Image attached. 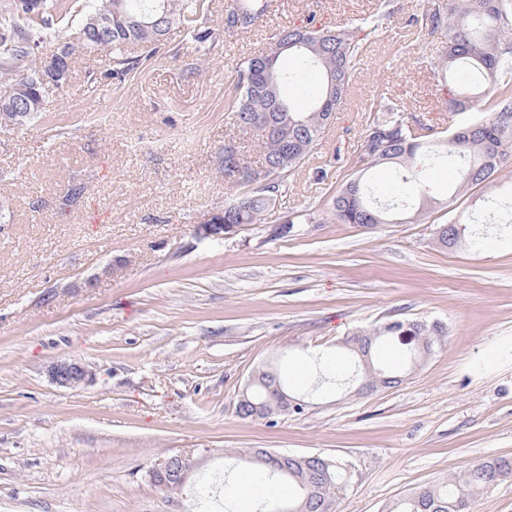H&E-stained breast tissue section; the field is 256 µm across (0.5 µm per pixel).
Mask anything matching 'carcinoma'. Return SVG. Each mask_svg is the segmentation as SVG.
Masks as SVG:
<instances>
[{
  "label": "carcinoma",
  "instance_id": "1",
  "mask_svg": "<svg viewBox=\"0 0 512 512\" xmlns=\"http://www.w3.org/2000/svg\"><path fill=\"white\" fill-rule=\"evenodd\" d=\"M74 8L68 0H0V95L21 89L31 106L25 122L41 112L46 99L38 79L40 62L30 43L39 34L60 33L54 19H64ZM268 8L269 0H236L226 16L238 18V23L224 29L245 33ZM81 12L82 24L94 18L105 32L101 49L111 51L115 75H126L153 58L175 26L193 36L199 52L212 37L205 28L209 0H87ZM390 18L391 12L384 10L358 24L284 27L273 36L266 53L236 63L224 110L240 130L261 132L263 163L254 168L239 141L224 140V184L239 190L235 199L224 203V223H262L281 187L310 159L348 96L370 37ZM421 28L447 37L433 67L450 86V111L470 112L480 104L483 116L446 134L432 125L411 124L399 105L379 97L371 107L373 118L361 132L358 169L342 183L328 207V216L339 224L423 223L440 205L420 192L423 174L455 161L459 164L455 192L463 194L472 186L493 182L512 157V0H447L422 15ZM130 44L142 54L126 55L124 48ZM284 54L298 56L304 66L322 75L319 96L304 110L288 99L287 88L295 76L280 68ZM380 165L392 169L395 185L392 203L385 207L379 204L381 189L368 177ZM485 207L490 223L503 229L512 226V202L490 197ZM464 237L465 231L454 223L441 224L434 232L435 242L445 248ZM443 336L444 327L438 322L404 319H389L356 333L344 340V348L357 362L350 378L358 384L376 386L383 378L398 384L422 367ZM395 343L400 345L401 360H380V351ZM313 364L314 391L337 384L327 372L329 359L318 355ZM289 398L278 369L265 365L246 384L236 413L262 419L255 408H268L275 417L304 412L303 404L295 411L281 408L278 401ZM234 456L261 468L269 482L288 484V499L266 498L256 512H333L349 487L351 475L339 459L318 455L303 462L297 455L263 448L236 451ZM508 475H512L511 457L490 458L395 498L386 512H475L478 496Z\"/></svg>",
  "mask_w": 512,
  "mask_h": 512
}]
</instances>
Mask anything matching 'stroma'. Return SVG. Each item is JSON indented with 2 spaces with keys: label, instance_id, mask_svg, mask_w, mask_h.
<instances>
[{
  "label": "stroma",
  "instance_id": "obj_1",
  "mask_svg": "<svg viewBox=\"0 0 512 512\" xmlns=\"http://www.w3.org/2000/svg\"><path fill=\"white\" fill-rule=\"evenodd\" d=\"M441 2L274 0L239 34L224 29L232 0H210L207 56L176 27L121 80L109 52L79 56L34 120L0 130V512H193L201 478L247 448L341 459L353 477L337 512H382L446 474L512 456V237L490 228L480 249L433 239L436 220L467 226L487 196L512 198V163L453 198L456 165L432 171L422 189L447 207L430 223L326 220L271 233L288 215L323 213L354 171L377 92L438 130L463 121L431 67L443 35L410 24ZM385 3L392 17L310 166L262 224L197 238L195 225L238 194L221 160L235 132L224 92L236 63L265 53L279 28L349 24ZM75 184L80 198L63 206ZM392 317L446 328L402 383L315 394L294 380L312 352L348 366L343 339ZM60 358L89 364L94 381L52 384ZM276 359L289 393L307 395L305 412L240 418L250 376ZM173 455L195 463L175 493L149 476Z\"/></svg>",
  "mask_w": 512,
  "mask_h": 512
}]
</instances>
